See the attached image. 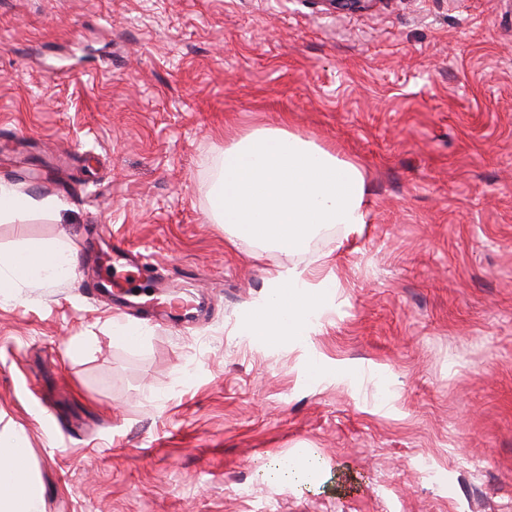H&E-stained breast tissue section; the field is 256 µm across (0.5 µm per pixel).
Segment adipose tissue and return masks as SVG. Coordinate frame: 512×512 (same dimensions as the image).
I'll return each instance as SVG.
<instances>
[{
	"instance_id": "ef3b65f1",
	"label": "adipose tissue",
	"mask_w": 512,
	"mask_h": 512,
	"mask_svg": "<svg viewBox=\"0 0 512 512\" xmlns=\"http://www.w3.org/2000/svg\"><path fill=\"white\" fill-rule=\"evenodd\" d=\"M366 176L360 165L300 135L263 129L224 150L212 191L211 214L230 238L294 254L306 251L322 229L359 231L368 219ZM51 199L37 200L0 183V220H25ZM75 259L63 241L26 243L0 251V291L43 286L71 277ZM335 278L311 281L307 269L278 271L243 333L259 342L304 345L315 334ZM31 453L16 433L0 431V512H45L44 489L31 467Z\"/></svg>"
}]
</instances>
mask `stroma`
Returning <instances> with one entry per match:
<instances>
[{"label": "stroma", "mask_w": 512, "mask_h": 512, "mask_svg": "<svg viewBox=\"0 0 512 512\" xmlns=\"http://www.w3.org/2000/svg\"><path fill=\"white\" fill-rule=\"evenodd\" d=\"M267 128L362 165L361 235L225 239L203 161ZM1 182L60 206L0 251L76 259L0 294V430L46 512H512V0H0ZM294 265L337 280L320 330L240 335ZM305 452L316 482L274 475ZM326 10L338 14H348L371 10L376 0H320Z\"/></svg>", "instance_id": "1"}]
</instances>
